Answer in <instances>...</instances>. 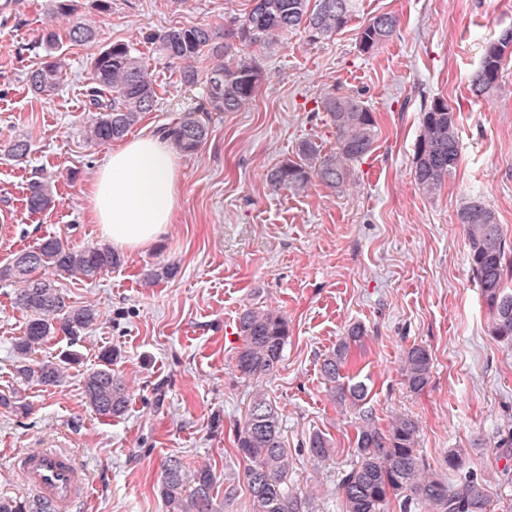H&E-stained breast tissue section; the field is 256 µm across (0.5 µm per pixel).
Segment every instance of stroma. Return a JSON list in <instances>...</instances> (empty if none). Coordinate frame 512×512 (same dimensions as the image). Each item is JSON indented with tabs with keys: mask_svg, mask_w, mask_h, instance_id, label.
Listing matches in <instances>:
<instances>
[{
	"mask_svg": "<svg viewBox=\"0 0 512 512\" xmlns=\"http://www.w3.org/2000/svg\"><path fill=\"white\" fill-rule=\"evenodd\" d=\"M0 13V143L22 135L26 161L0 155V266L48 236L96 244L84 191L108 146L83 139L85 90L97 45L138 40L155 83L159 109L131 136L197 107L203 84L184 85L178 65L142 40L180 24L232 28L250 0H77L78 15L98 30V44L65 43L66 71L50 97L32 95L26 74L45 55L40 33L51 0H17ZM391 12L400 24L374 55L358 45L360 28ZM512 28V0H355L347 27L308 44L300 33L265 49L233 45L228 60H259L264 80L240 112H214L206 142L177 154L180 205L166 234L146 250L125 253L120 267L85 282L67 275L59 288L100 318L77 344L50 338L34 354L52 360L75 350L81 361L57 386L20 388L12 345L26 314L15 285L0 281V395L21 389L28 413L0 405V496L30 498L8 459L30 449H70L84 465L90 498L78 512H162L156 492L161 464L176 456L218 473L238 469L229 434L249 402L251 386L234 370L232 334L248 305L288 317L289 336L278 371L262 382L283 419V439L296 456L292 480L312 490L319 512H339L332 482L314 471L301 449L308 435L327 433L336 463L354 454L352 411H339L321 377L325 352L349 326L367 329L355 366L369 388L367 409L378 423L397 411L421 423L420 447L442 470L449 449H467V466L498 495L512 499V347L490 332V316L472 277L458 213L481 195L512 246V62L500 89L474 97L470 79L482 50ZM358 95L374 112L379 138L355 165L357 185L333 190L312 182L295 195L272 191L269 169L294 158L298 143L332 148L335 133L321 109L332 90ZM457 113L460 162L441 192L417 189L413 157L421 114L433 99ZM53 177L51 205L30 213V181ZM177 263V275L141 285L143 272ZM432 357L422 394L402 381L400 360L412 345ZM119 351L116 368L130 387L123 416L103 418L85 404L83 376L100 353Z\"/></svg>",
	"mask_w": 512,
	"mask_h": 512,
	"instance_id": "35a3bbf8",
	"label": "stroma"
}]
</instances>
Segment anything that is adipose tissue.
I'll return each mask as SVG.
<instances>
[{
    "label": "adipose tissue",
    "mask_w": 512,
    "mask_h": 512,
    "mask_svg": "<svg viewBox=\"0 0 512 512\" xmlns=\"http://www.w3.org/2000/svg\"><path fill=\"white\" fill-rule=\"evenodd\" d=\"M84 197L101 236L115 248H149L167 232L179 204L176 161L155 137L121 141L100 162Z\"/></svg>",
    "instance_id": "obj_1"
}]
</instances>
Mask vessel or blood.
Instances as JSON below:
<instances>
[{
	"label": "vessel or blood",
	"mask_w": 512,
	"mask_h": 512,
	"mask_svg": "<svg viewBox=\"0 0 512 512\" xmlns=\"http://www.w3.org/2000/svg\"><path fill=\"white\" fill-rule=\"evenodd\" d=\"M11 464L50 512H75L89 495L85 471L65 449H30L12 456Z\"/></svg>",
	"instance_id": "b4317fda"
}]
</instances>
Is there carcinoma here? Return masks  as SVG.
I'll list each match as a JSON object with an SVG mask.
<instances>
[{
	"label": "carcinoma",
	"mask_w": 512,
	"mask_h": 512,
	"mask_svg": "<svg viewBox=\"0 0 512 512\" xmlns=\"http://www.w3.org/2000/svg\"><path fill=\"white\" fill-rule=\"evenodd\" d=\"M52 17L69 21L68 38L76 44L94 43L96 29L75 17L76 0H52ZM354 0H251L243 19L232 30L194 24L169 28L146 37L157 54L179 70L183 84L199 81L198 70L190 62L209 54L205 74V102L183 113L178 121L159 128L162 138L183 154H193L209 135L211 112H239L253 101L264 72L252 57L235 63L225 61L233 38L241 45L268 47L288 32L304 34L306 42L319 43L349 23ZM398 19L382 13L369 19L360 30L358 43L365 55L374 54L396 31ZM46 55L27 77L36 96L54 95L63 81L60 38L53 25L41 34ZM512 53V29L488 43L478 69L471 79V91L488 97L499 87L506 53ZM92 83L86 90L88 118L83 127L86 142L102 146L123 138L143 114L156 110L158 93L134 42L103 45L91 60ZM323 112L335 129V147L325 151L312 139L298 144L296 158L270 169L268 185L304 193L312 180L341 189L355 182L354 162L369 154L378 136L374 112L352 94L336 91L321 100ZM31 144L16 137L0 145V153L14 161H24ZM460 161L459 127L456 112L437 98L422 113L421 134L414 154V180L426 195L438 193ZM52 201L49 181L30 183L26 206L32 213L46 209ZM468 243V262L491 316V334L512 345V291L504 281L512 274V250L508 248L502 225L494 210L478 196L467 201L459 212ZM122 258L106 244L71 246L58 237H47L23 251L0 268V280L18 284L14 304L26 312L23 336L14 341L17 376L26 384L55 386L67 369L80 362L68 351L56 360L35 365L30 356L52 336L74 343L99 319L93 305H75L56 284L53 275L66 274L82 281L95 280L102 271L117 267ZM178 272L174 264L158 265L145 271L142 280L151 286ZM240 344L234 368L238 378L255 382L247 411L233 426L234 452L240 474L249 492L250 512H316L311 498L293 487L291 475L295 458L283 441L282 417L268 393L257 381L277 371L289 336L288 318L265 306H248L238 316ZM366 329L352 325L345 336L328 350L321 373L330 385L329 396L339 405L358 409L355 421V460L336 469V448L332 438L316 431L303 448L316 468L330 473L340 500V512H488L489 484L466 469L464 450L448 451L445 464L449 477L431 470L419 449L421 425L403 412L392 415L384 427L373 413L364 409L367 387L360 381L344 384V372L357 362L354 349L363 343ZM115 349L101 352L96 367L85 372L84 396L87 404L102 417L122 415L129 402V390L113 365ZM403 381L410 392L420 395L428 387L432 358L428 349L414 345L400 362ZM224 485V500L217 502L216 489ZM157 492L165 512H228L238 496L233 477L217 474L203 464L191 468L181 459H167L160 471ZM0 512H46L39 504L20 499L0 498Z\"/></svg>",
	"instance_id": "1"
}]
</instances>
